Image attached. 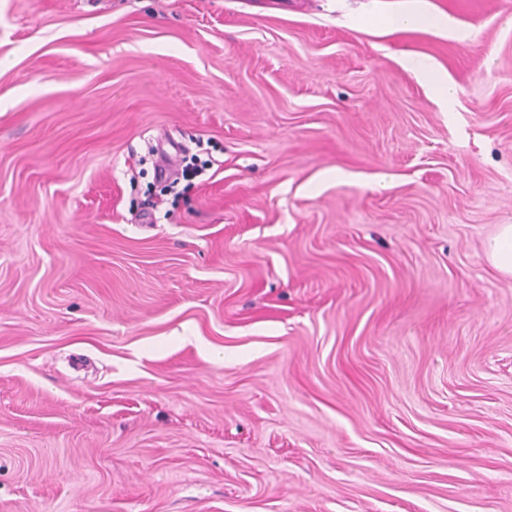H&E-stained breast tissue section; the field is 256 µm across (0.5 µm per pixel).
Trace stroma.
Wrapping results in <instances>:
<instances>
[{
    "mask_svg": "<svg viewBox=\"0 0 512 512\" xmlns=\"http://www.w3.org/2000/svg\"><path fill=\"white\" fill-rule=\"evenodd\" d=\"M1 58L0 512H512V0H0ZM391 24L396 27L400 28H410V27H417L425 24H433L437 28H440L441 30L448 32V36L453 38H460L462 35L459 32V29L457 28V25L455 23V20L451 16H443L438 17L436 19L430 20L422 15L414 14V13H408V14H402L394 17L391 20ZM402 63L416 77L426 81L431 86L435 97L443 103L449 112L453 111L456 101L455 89L450 84L447 76L442 75L421 60L411 56L404 57ZM486 258L500 275L512 277V224L498 225L486 243Z\"/></svg>",
    "mask_w": 512,
    "mask_h": 512,
    "instance_id": "stroma-1",
    "label": "stroma"
}]
</instances>
